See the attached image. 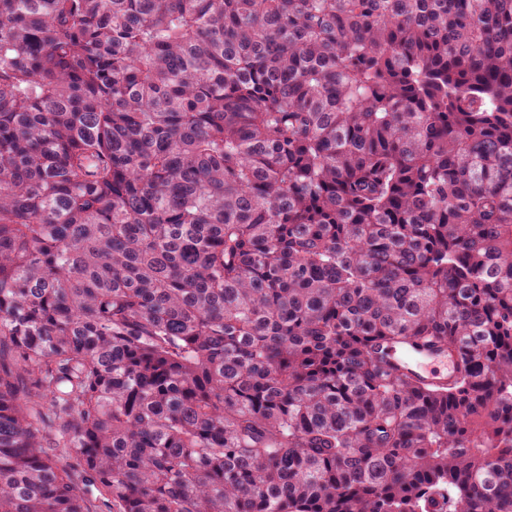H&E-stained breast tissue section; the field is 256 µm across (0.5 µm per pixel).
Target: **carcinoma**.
<instances>
[{
    "instance_id": "obj_1",
    "label": "carcinoma",
    "mask_w": 512,
    "mask_h": 512,
    "mask_svg": "<svg viewBox=\"0 0 512 512\" xmlns=\"http://www.w3.org/2000/svg\"><path fill=\"white\" fill-rule=\"evenodd\" d=\"M0 512H512V0H0ZM390 355L394 363L403 362L411 355L408 371L421 383L432 387H446L448 379L457 371V360L448 356V349L438 345L428 346L415 355L404 348H391Z\"/></svg>"
}]
</instances>
